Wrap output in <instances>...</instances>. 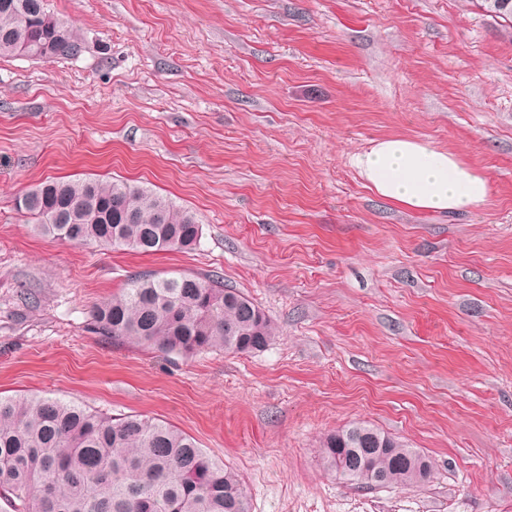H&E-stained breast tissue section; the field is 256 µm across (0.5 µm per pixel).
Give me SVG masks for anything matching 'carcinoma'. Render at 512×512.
I'll use <instances>...</instances> for the list:
<instances>
[{"instance_id":"cac0c4a2","label":"carcinoma","mask_w":512,"mask_h":512,"mask_svg":"<svg viewBox=\"0 0 512 512\" xmlns=\"http://www.w3.org/2000/svg\"><path fill=\"white\" fill-rule=\"evenodd\" d=\"M512 21V0H482ZM82 51L73 24L48 0H0V56L42 60ZM18 211L45 235L141 253L196 245L201 224L191 211L122 180H45L28 189ZM97 332L113 340L189 356L265 348L276 329L246 296L193 274L143 273L93 311ZM326 469L351 484L368 469L386 487H413L431 460L364 423L325 437ZM0 498L17 512H250L248 492L224 462L173 425L137 414L120 418L49 396L0 398Z\"/></svg>"}]
</instances>
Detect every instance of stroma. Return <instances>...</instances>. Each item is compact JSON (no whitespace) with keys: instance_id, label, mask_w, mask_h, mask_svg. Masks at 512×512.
<instances>
[{"instance_id":"stroma-1","label":"stroma","mask_w":512,"mask_h":512,"mask_svg":"<svg viewBox=\"0 0 512 512\" xmlns=\"http://www.w3.org/2000/svg\"><path fill=\"white\" fill-rule=\"evenodd\" d=\"M71 59L0 57V397L138 413L193 436L251 512H512V22L476 0H51ZM389 135L458 152L486 204L417 213L349 159ZM127 180L196 213L195 249L40 234L49 177ZM143 272L248 296L276 338L164 355L97 334ZM355 421L429 457L357 489L321 438Z\"/></svg>"}]
</instances>
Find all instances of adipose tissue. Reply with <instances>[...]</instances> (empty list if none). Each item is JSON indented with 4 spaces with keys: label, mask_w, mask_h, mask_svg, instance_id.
<instances>
[{
    "label": "adipose tissue",
    "mask_w": 512,
    "mask_h": 512,
    "mask_svg": "<svg viewBox=\"0 0 512 512\" xmlns=\"http://www.w3.org/2000/svg\"><path fill=\"white\" fill-rule=\"evenodd\" d=\"M351 163L379 197L415 212L471 211L490 193L487 177L457 152L415 138H381Z\"/></svg>",
    "instance_id": "1"
}]
</instances>
